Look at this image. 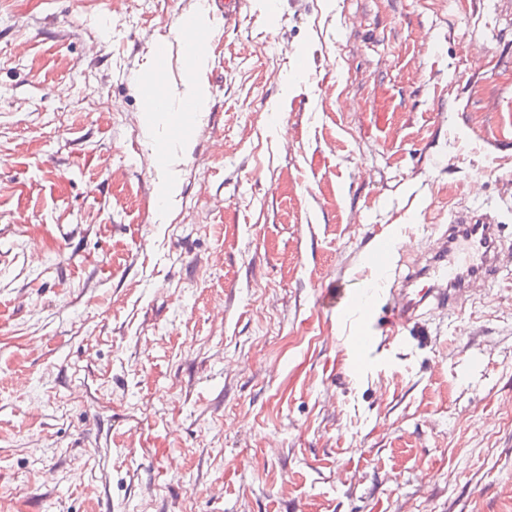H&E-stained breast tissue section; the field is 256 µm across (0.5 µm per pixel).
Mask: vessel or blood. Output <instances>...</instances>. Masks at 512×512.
I'll return each mask as SVG.
<instances>
[{
	"instance_id": "b4317fda",
	"label": "vessel or blood",
	"mask_w": 512,
	"mask_h": 512,
	"mask_svg": "<svg viewBox=\"0 0 512 512\" xmlns=\"http://www.w3.org/2000/svg\"><path fill=\"white\" fill-rule=\"evenodd\" d=\"M182 28L187 57L201 55L209 42L208 34L188 18L183 20ZM497 232L498 224L490 215L457 216L455 224L449 225L447 234L439 239L425 269L403 280L397 289L390 285V258L380 249H372L365 265L375 279L352 293L347 302L357 321L353 368H362L365 352L379 342L402 336L428 304H456L476 285L494 281L499 272L498 253L490 249L489 240Z\"/></svg>"
}]
</instances>
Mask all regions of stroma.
Masks as SVG:
<instances>
[{
  "instance_id": "35a3bbf8",
  "label": "stroma",
  "mask_w": 512,
  "mask_h": 512,
  "mask_svg": "<svg viewBox=\"0 0 512 512\" xmlns=\"http://www.w3.org/2000/svg\"><path fill=\"white\" fill-rule=\"evenodd\" d=\"M28 2L0 0V512H512V259L361 371L331 306L461 212L512 250V0ZM198 11L178 141L144 112L178 110ZM182 29L186 31V38L183 43L186 58L188 60L201 55L209 42V35L201 28H197L191 19H184Z\"/></svg>"
}]
</instances>
